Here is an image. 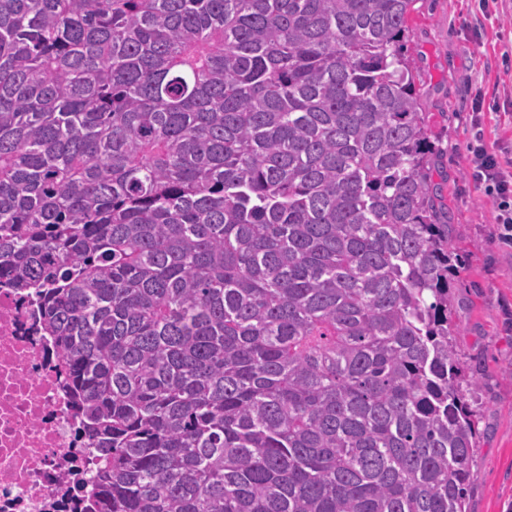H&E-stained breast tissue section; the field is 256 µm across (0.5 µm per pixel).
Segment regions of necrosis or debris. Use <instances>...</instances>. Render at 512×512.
I'll return each mask as SVG.
<instances>
[{
	"label": "necrosis or debris",
	"mask_w": 512,
	"mask_h": 512,
	"mask_svg": "<svg viewBox=\"0 0 512 512\" xmlns=\"http://www.w3.org/2000/svg\"><path fill=\"white\" fill-rule=\"evenodd\" d=\"M33 296L0 287V512H90L96 449Z\"/></svg>",
	"instance_id": "necrosis-or-debris-1"
}]
</instances>
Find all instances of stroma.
I'll return each instance as SVG.
<instances>
[{
    "label": "stroma",
    "instance_id": "stroma-1",
    "mask_svg": "<svg viewBox=\"0 0 512 512\" xmlns=\"http://www.w3.org/2000/svg\"><path fill=\"white\" fill-rule=\"evenodd\" d=\"M407 48L419 100L439 141V184L457 256L452 322L466 378L478 383L468 512H512V244L469 170L472 103L484 102L493 150H512V0H416Z\"/></svg>",
    "mask_w": 512,
    "mask_h": 512
}]
</instances>
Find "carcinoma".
I'll return each mask as SVG.
<instances>
[{
	"instance_id": "cac0c4a2",
	"label": "carcinoma",
	"mask_w": 512,
	"mask_h": 512,
	"mask_svg": "<svg viewBox=\"0 0 512 512\" xmlns=\"http://www.w3.org/2000/svg\"><path fill=\"white\" fill-rule=\"evenodd\" d=\"M414 2L0 0V282L98 512H466Z\"/></svg>"
}]
</instances>
